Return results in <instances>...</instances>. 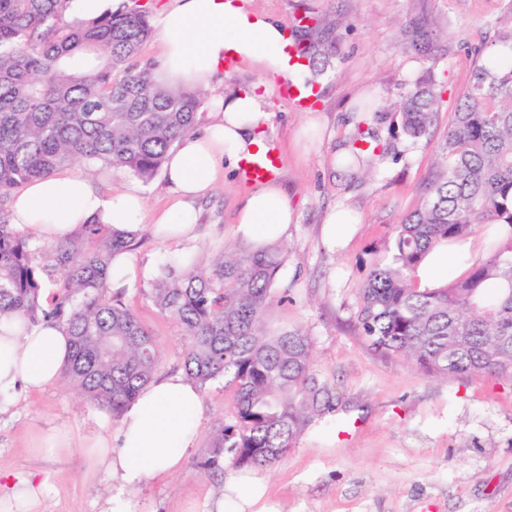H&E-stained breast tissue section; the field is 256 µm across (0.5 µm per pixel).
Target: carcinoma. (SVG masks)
Segmentation results:
<instances>
[{
  "label": "carcinoma",
  "instance_id": "cac0c4a2",
  "mask_svg": "<svg viewBox=\"0 0 512 512\" xmlns=\"http://www.w3.org/2000/svg\"><path fill=\"white\" fill-rule=\"evenodd\" d=\"M130 2L108 17L68 23L70 0H0V322L63 326L71 355L58 385L114 419L161 361L151 331L108 294L112 260L130 250L127 236L92 220L41 242L9 224L6 204L29 181L64 167L90 178L104 167L150 180L194 132L208 93L155 78L154 63L141 58L149 11ZM496 23L498 50L475 66L448 128L444 164L359 291L358 335L426 374L512 379L511 3ZM294 28L320 75L336 57L334 25L312 17ZM439 98L429 85L406 92L405 135L427 133ZM374 140L370 126L338 159L345 173L357 174ZM501 224L509 231L488 240V255L466 276L418 287L416 271L431 248ZM289 251L284 242L239 244L206 263L185 253L164 261L143 290L187 340L186 376L201 388L222 379L233 394L230 418L216 424L197 462L203 474H223L226 461L271 466L336 410V395L314 372L310 334L268 319Z\"/></svg>",
  "mask_w": 512,
  "mask_h": 512
}]
</instances>
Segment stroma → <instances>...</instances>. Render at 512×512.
I'll list each match as a JSON object with an SVG mask.
<instances>
[{"label": "stroma", "instance_id": "obj_1", "mask_svg": "<svg viewBox=\"0 0 512 512\" xmlns=\"http://www.w3.org/2000/svg\"><path fill=\"white\" fill-rule=\"evenodd\" d=\"M506 2L250 0L254 12L286 26L306 13L335 24L337 42L310 110L276 88L265 106L271 118L262 141L283 161L278 178L296 210L285 238L291 251L275 281L283 300L271 318L309 332L318 378L336 394L332 416L263 470L281 512H512V381L423 373L370 350L355 327L371 263L385 254L394 224L419 206L420 188L441 161L459 97L493 43V23ZM416 19L430 25L431 51L405 43ZM264 79L260 65L239 59L220 73L215 91L245 93ZM417 83L435 86L441 99L436 123L415 141L401 130L398 104ZM369 95L380 104L379 148L364 160V176L352 178L336 168L334 153L353 141V107ZM250 188L240 176L226 175L196 202L192 241H162L149 225L136 234L130 258L154 269L176 250L205 261L236 244L234 224ZM339 206L359 222L348 245L332 250L322 231ZM147 286L143 280L120 294L155 336L162 378L181 371L185 338L144 295ZM202 396L198 441L183 471L153 477L144 488L151 512H202L220 490V478L198 472L195 461L230 413L232 395L216 381ZM117 426L111 414L59 386L18 392L0 408V473L50 474L56 493L44 512H96L110 482L85 451L45 456L33 439L67 429L91 436Z\"/></svg>", "mask_w": 512, "mask_h": 512}]
</instances>
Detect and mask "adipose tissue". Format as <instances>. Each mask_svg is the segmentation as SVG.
<instances>
[{
    "instance_id": "adipose-tissue-1",
    "label": "adipose tissue",
    "mask_w": 512,
    "mask_h": 512,
    "mask_svg": "<svg viewBox=\"0 0 512 512\" xmlns=\"http://www.w3.org/2000/svg\"><path fill=\"white\" fill-rule=\"evenodd\" d=\"M161 46L159 80L186 88L213 85L230 57L259 63L270 76L296 78L301 68L289 65V39L284 26L252 12L249 0H173L154 19ZM215 117L202 132L185 136L165 165L171 203L150 214L141 191L131 184L114 192L69 168L29 182L10 203V222L21 233L50 241L72 233L78 224L98 219L114 229L136 232L148 224L160 227L165 239L194 237L193 202L236 174L244 159L261 145L259 134L268 119L257 93L215 99ZM294 209L279 180L252 187L238 211L234 234L245 241L278 240L288 232ZM481 254V244L468 238L438 245L416 272L419 287L435 288L464 274ZM70 356V338L62 326H32L14 320L0 324V404L12 401L17 389L41 391L58 383ZM202 413L199 387L182 374L144 386L124 410L118 429L95 438L90 458L111 481L98 512H143L142 491L157 475L181 472L198 436ZM56 493L49 477L13 475L0 484V512H43ZM205 512H280L269 494L264 474L251 470L233 475Z\"/></svg>"
}]
</instances>
